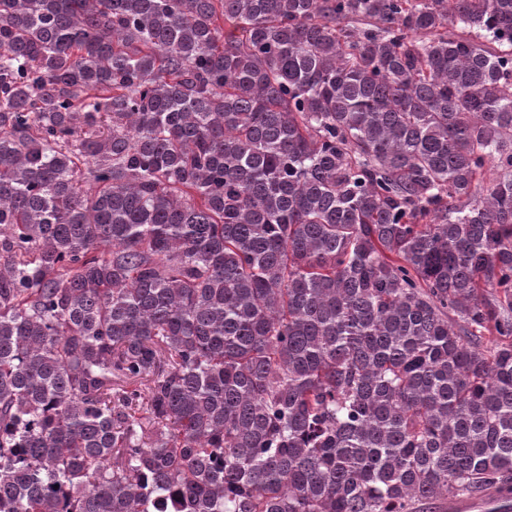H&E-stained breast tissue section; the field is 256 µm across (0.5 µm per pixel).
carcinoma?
<instances>
[{
    "label": "carcinoma",
    "instance_id": "carcinoma-1",
    "mask_svg": "<svg viewBox=\"0 0 512 512\" xmlns=\"http://www.w3.org/2000/svg\"><path fill=\"white\" fill-rule=\"evenodd\" d=\"M491 490L512 0H0V512Z\"/></svg>",
    "mask_w": 512,
    "mask_h": 512
}]
</instances>
